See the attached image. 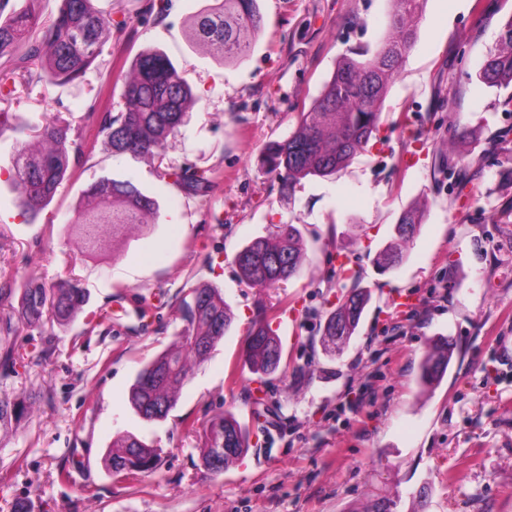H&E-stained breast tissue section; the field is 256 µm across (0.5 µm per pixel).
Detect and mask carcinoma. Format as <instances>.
Listing matches in <instances>:
<instances>
[{"label": "carcinoma", "mask_w": 512, "mask_h": 512, "mask_svg": "<svg viewBox=\"0 0 512 512\" xmlns=\"http://www.w3.org/2000/svg\"><path fill=\"white\" fill-rule=\"evenodd\" d=\"M27 2L25 10L6 15L8 0H0V83L11 79L33 89L81 77L99 57L112 17L95 11L92 0H61L57 15L42 22L39 0ZM393 2L394 37L369 57L360 51L341 56L321 93L300 113L288 136L266 144L262 166L278 176L283 191H292L308 177H329L343 170L378 131L390 84L416 39L424 0ZM261 28L257 0H215L193 20V37L214 56L234 62L251 53ZM481 78L490 87H512V19L503 26ZM117 79L123 83L124 109L105 115L101 125L112 155L162 159L168 139L196 103L191 88L158 50L140 53L131 69ZM10 96L0 93V129L9 125L21 135L10 178L17 188L15 206L32 224L54 198L72 163L82 157L84 145L71 135V126L64 120L32 126L8 111ZM180 180L196 193L212 187L204 171L185 173ZM157 213V201L131 180L102 178L85 191L75 229L83 248L93 252L101 247L106 232L115 236L130 225L150 224ZM424 214L419 204L407 207L395 226L398 237H412ZM305 259L301 231L293 224L281 225L273 236L251 239L235 256L241 281L252 288H273L298 276ZM187 296L190 300L182 305L186 328L174 347L139 372L130 390L132 408L148 421L167 418L189 378L191 362L204 360L232 323L231 311L213 285L194 284ZM369 300L367 289L354 287L327 317L325 343L336 344L338 336L350 339ZM6 301L29 327L45 323L65 327L83 311L89 295L76 279L47 284L29 276L16 288L0 287V305ZM10 333L11 324L0 327L1 379L14 372L19 359ZM246 344L254 373L267 375L279 367L280 343L264 321L248 330ZM452 354L450 343L434 342L422 357L421 381L426 385L439 381ZM28 412L25 399L0 396V432L18 424ZM205 434L201 459L214 471L223 470L248 448L247 432L227 413L214 417ZM159 458L160 449L127 435L113 443L105 461L112 472L133 475L153 470Z\"/></svg>", "instance_id": "carcinoma-1"}]
</instances>
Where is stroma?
<instances>
[{"label":"stroma","instance_id":"1","mask_svg":"<svg viewBox=\"0 0 512 512\" xmlns=\"http://www.w3.org/2000/svg\"><path fill=\"white\" fill-rule=\"evenodd\" d=\"M213 3L94 0L112 34L86 74L12 94V111L33 125L66 120L85 148L28 224L9 180L15 135L0 134V287L27 274L74 277L89 302L64 328L29 327L0 308L24 356L0 385L33 402L27 421L0 433V512L25 500L32 512H512V112L507 89L479 78L512 0H425L375 138L343 171L288 194L261 166L265 145L294 127L339 56L391 37L392 5L258 0L254 48L227 63L190 35L193 15ZM145 50L166 54L197 97L160 162L113 157L99 133L105 113L122 107L116 74ZM185 168L214 174L207 195L174 182L171 171ZM102 177L132 179L160 214L89 253L76 208ZM415 201L425 219L397 240V219ZM281 224L303 234L301 274L246 286L236 253ZM389 244L401 260L385 268L377 256ZM194 282L221 290L232 325L193 364L167 419L145 421L129 388L176 342ZM356 284L371 292L358 329L325 351V320ZM261 315L282 348L263 379L243 356ZM442 337L454 344L448 370L422 388L421 358ZM226 411L250 446L212 472L199 430ZM128 434L160 449L157 469L109 472L105 454Z\"/></svg>","mask_w":512,"mask_h":512}]
</instances>
